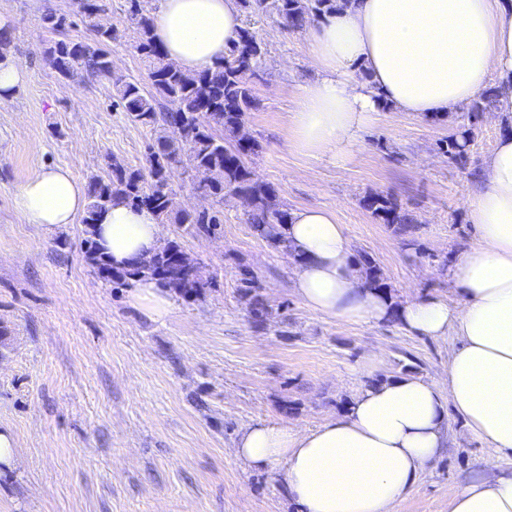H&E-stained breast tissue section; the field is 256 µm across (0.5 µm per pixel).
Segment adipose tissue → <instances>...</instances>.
Listing matches in <instances>:
<instances>
[{
	"label": "adipose tissue",
	"mask_w": 512,
	"mask_h": 512,
	"mask_svg": "<svg viewBox=\"0 0 512 512\" xmlns=\"http://www.w3.org/2000/svg\"><path fill=\"white\" fill-rule=\"evenodd\" d=\"M243 27L238 0H159L154 39L170 61L198 73ZM306 47L316 77L292 114L302 154L344 157L383 111L443 118L492 85L499 112L512 116V0H337L307 25ZM13 203L26 223L72 224L87 190L69 166H49L17 188ZM467 219L477 238L448 268L458 302L430 294L398 305L366 285L333 210L291 211L282 233L308 310L360 325L395 317L409 333L459 340L443 382L383 379L316 428L258 422L241 433L235 456L276 472L298 512H397L447 450L452 411L471 436L512 455V133L497 140ZM94 239L119 268L143 265L165 241L151 210L126 204L100 214ZM129 302L155 321L173 307L169 288L146 273ZM448 512H512V469L489 461L455 490Z\"/></svg>",
	"instance_id": "obj_1"
}]
</instances>
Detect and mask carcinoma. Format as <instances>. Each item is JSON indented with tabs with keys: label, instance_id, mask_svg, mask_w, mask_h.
Listing matches in <instances>:
<instances>
[{
	"label": "carcinoma",
	"instance_id": "carcinoma-1",
	"mask_svg": "<svg viewBox=\"0 0 512 512\" xmlns=\"http://www.w3.org/2000/svg\"><path fill=\"white\" fill-rule=\"evenodd\" d=\"M240 7L249 13L274 14L292 30H301L313 17L336 9V0H240ZM132 47L147 70L149 85L117 75L112 70L108 46L116 39L109 27L98 26L95 17L106 12L104 0H78L71 13L47 8L38 19V26L47 35L42 55L63 78H104L112 83L116 104L134 124L157 133L148 146L147 166L133 168L115 156L105 158L107 175L94 176L87 185L88 203L82 217L85 225V255L98 275L114 283L125 282L141 273V269H119L102 258L93 239L96 217L114 203H126L152 210L161 224H182L198 233L213 234L223 224L220 210L187 211L176 206V192L170 182L173 167L186 163L193 171V185L218 205L224 196H243L245 223L260 238L275 248L297 257L279 232L288 222L289 212L279 198L278 190L259 180L249 165L257 141L246 128V115L259 107L250 79L255 75L267 53L263 40L246 27L239 39L228 48L214 68L195 74L182 71L170 62L153 35L154 15L145 10L141 0H129ZM81 17L91 32L88 39H73L68 31L70 15ZM496 89L490 88L469 107L477 116L494 107ZM177 131L179 137L169 138L163 131ZM440 150L455 162L466 158V144L452 135ZM362 206L392 227L395 235L412 236L417 225L411 213L389 195L376 193L362 200ZM182 259L185 270L178 276L165 275L173 256ZM369 287L386 290L383 273L376 261L366 254L357 257ZM148 272L162 284L185 297H199L215 287L214 279L203 273L201 263L189 256L175 240L164 243ZM258 276L250 270L240 279L244 296L248 297L251 322L263 328L271 311L256 293Z\"/></svg>",
	"mask_w": 512,
	"mask_h": 512
}]
</instances>
